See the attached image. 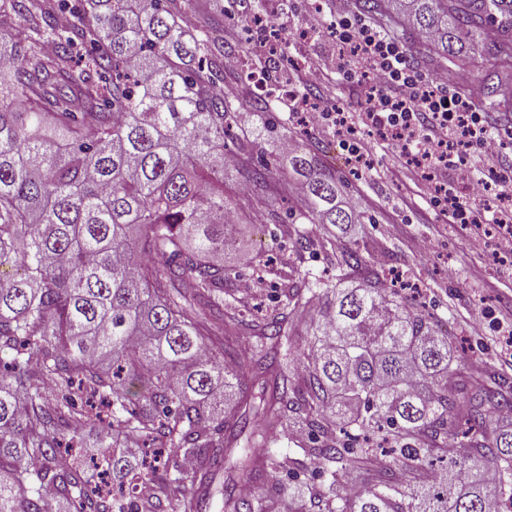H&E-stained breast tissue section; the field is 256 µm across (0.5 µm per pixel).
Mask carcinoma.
Instances as JSON below:
<instances>
[{
  "mask_svg": "<svg viewBox=\"0 0 512 512\" xmlns=\"http://www.w3.org/2000/svg\"><path fill=\"white\" fill-rule=\"evenodd\" d=\"M187 0H83L75 14L42 0H0V22L26 11L29 34L0 61V512H278L282 489L237 490L232 473L272 476L312 461L323 491L293 486L289 512H512V422L489 444L471 433L512 416V399L448 397V335L432 314L367 281L309 279L251 310L224 287V178L237 171L259 202L269 163L246 151L242 106L211 32L190 26ZM422 44L440 70L483 53L512 61V0H354ZM54 50L35 67L26 48ZM487 80L481 101L499 104ZM302 208L291 220L353 224L336 181L304 151L289 156ZM10 266L11 272L1 271ZM308 348L295 318L318 303ZM249 374L268 376L271 424L309 429L301 457L278 456L263 429L224 402ZM348 424L383 432L415 474L345 488L355 455ZM153 453L152 461L129 452ZM494 478L488 483V478Z\"/></svg>",
  "mask_w": 512,
  "mask_h": 512,
  "instance_id": "cac0c4a2",
  "label": "carcinoma"
}]
</instances>
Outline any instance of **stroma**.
Here are the masks:
<instances>
[{
    "instance_id": "obj_1",
    "label": "stroma",
    "mask_w": 512,
    "mask_h": 512,
    "mask_svg": "<svg viewBox=\"0 0 512 512\" xmlns=\"http://www.w3.org/2000/svg\"><path fill=\"white\" fill-rule=\"evenodd\" d=\"M274 7L283 14L286 29L267 32L262 42L251 44L246 41V23L257 12L256 0H190L187 17L191 24L206 26L221 37L225 52L236 54L241 44H249L251 67L269 73L268 102L282 125L274 136L257 139V157L271 163L277 179L292 177L281 144L287 139L295 141L311 152L320 169L335 176L342 198L353 200L367 222L354 233L330 224H291L285 210L297 208L298 203L288 193H277L263 214L240 225L235 246L225 251L229 281L238 288L250 287L257 301L264 303L269 291L255 283L256 269H263L265 278L277 282L292 276L297 265L331 278L337 273L341 252L358 246L366 263L351 271L352 279L377 275L392 288L403 278L420 284L422 302L448 330L453 370L449 393L460 401L479 390L512 397V347L506 344L512 338V256L499 257L489 246L474 247L469 228L446 223L443 214L421 198L404 160L394 157L365 127H358L357 135L369 153L370 166L356 176L330 122L315 112L290 117V97L303 85L333 97L338 107L350 112L357 111L358 98L339 81L322 75L329 33L305 45V83L295 81L296 67L289 57L269 60L265 44L284 41L289 49H296L294 34L315 21L307 0H294L290 5L275 0ZM452 71L467 75L461 92L477 112L483 109L478 88L487 75L498 74L512 85V67L495 59L480 57L453 66ZM245 255L251 257V266L243 265Z\"/></svg>"
}]
</instances>
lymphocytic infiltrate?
Instances as JSON below:
<instances>
[{
	"mask_svg": "<svg viewBox=\"0 0 512 512\" xmlns=\"http://www.w3.org/2000/svg\"><path fill=\"white\" fill-rule=\"evenodd\" d=\"M320 23L333 36L328 60L337 74L361 89L363 101L360 111L346 112L330 96L318 95L315 109L332 117L340 133L360 125L374 129L393 153L410 160L411 175L426 186L430 202L441 206L451 223L469 226L473 245H485L486 227L493 224L497 249L512 254V172L500 171L495 181L496 208L467 204L458 192L459 185L478 180L472 157L501 156L486 114L473 111L460 91L423 78L411 61V49L373 21L340 7ZM448 169L455 179L441 183L439 175Z\"/></svg>",
	"mask_w": 512,
	"mask_h": 512,
	"instance_id": "1",
	"label": "lymphocytic infiltrate"
}]
</instances>
